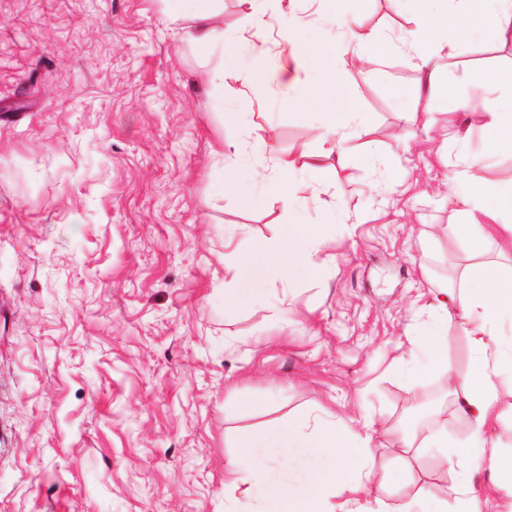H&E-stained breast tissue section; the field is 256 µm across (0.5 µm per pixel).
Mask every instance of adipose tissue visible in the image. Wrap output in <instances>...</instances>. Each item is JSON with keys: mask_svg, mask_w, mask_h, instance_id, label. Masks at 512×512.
Instances as JSON below:
<instances>
[{"mask_svg": "<svg viewBox=\"0 0 512 512\" xmlns=\"http://www.w3.org/2000/svg\"><path fill=\"white\" fill-rule=\"evenodd\" d=\"M245 2L251 16L249 33L225 32L206 13L185 29V41L209 53L223 51L228 45L250 48L264 31L266 3ZM403 15L404 45L410 61L425 76L430 101L452 92L434 66L440 53L460 56L466 43L483 29L492 30L501 42H512V0H456L455 8L442 15L419 6L404 9ZM349 38L353 48L345 58L336 53L335 32L324 31L318 41L290 30L284 33L292 53L317 61L321 73L319 81L307 87L284 71L277 83L286 97L320 108L327 137L314 148L305 147L288 156L272 155V169L262 183L263 198L296 208L299 191L313 186V173L332 152L336 133L366 121V114L349 101L340 112L322 108L325 99H343L342 76L348 65L367 68L376 61L363 48L378 44V32L357 28L350 31ZM472 79L486 95L485 106L472 112V119L488 130L490 147H512V97L501 96L503 85H512V70L479 69ZM451 179L455 187L448 200L465 218L458 232L471 250L482 251L495 234L512 245V222L504 219L505 214H512V187L488 185L475 158ZM335 231L332 224H283L274 237L255 240L237 261L235 286L224 291L225 310L234 312L249 303L269 269H276L285 285L297 274L319 272L324 263L317 258L318 239ZM452 307L459 313L469 351V368L461 375L448 363V343L440 327ZM430 309L434 321L427 335L408 343L406 375L413 379L436 371L447 374L456 408L468 421L469 432L461 442L449 443L447 434L442 433L431 437L427 445L439 449L446 462L488 471L502 499L511 502L512 455L499 451L496 434H512V422L503 421L499 408L501 391H512V352L502 348V326L512 322V270L473 267L466 274L464 287L434 296ZM373 441L371 423L357 429L343 418L309 413L291 416L264 430L240 432L237 446L245 464L224 472V488L231 494L226 512H388L385 501L371 496V486L379 477ZM297 459L312 463L310 473L292 472Z\"/></svg>", "mask_w": 512, "mask_h": 512, "instance_id": "1", "label": "adipose tissue"}]
</instances>
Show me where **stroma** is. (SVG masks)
<instances>
[{
    "label": "stroma",
    "mask_w": 512,
    "mask_h": 512,
    "mask_svg": "<svg viewBox=\"0 0 512 512\" xmlns=\"http://www.w3.org/2000/svg\"><path fill=\"white\" fill-rule=\"evenodd\" d=\"M187 8L0 0V512H225L239 430L321 410L376 418L391 508L420 490L454 500L457 468L390 431L423 396L446 416L449 441L468 423L444 374L411 381L396 361L433 296L458 287L468 266L512 265L496 243L477 254L455 235L463 218L447 181L475 155L489 183H512V149H488L487 132L457 108L461 96L480 108L469 74L512 66V44L484 30L438 61L454 94L429 103L392 0H346L338 32L388 38L382 65L343 77L369 123L337 137L290 215L255 200L269 157L324 130L268 75L290 58L285 26L317 35L330 22L318 0H297L290 17L268 9L253 48L208 56L175 36L193 23ZM220 61L263 75L248 87L203 84ZM428 109L461 139L443 144L437 128L405 118ZM225 112L252 118L225 122ZM224 140L237 148L219 163ZM399 165L406 181L387 182ZM231 179L243 191L219 194ZM291 219L335 222L317 253L325 272L287 289L269 278L254 303L226 313L236 253ZM228 224L239 227L229 250ZM237 394L269 405L225 420Z\"/></svg>",
    "instance_id": "1"
}]
</instances>
